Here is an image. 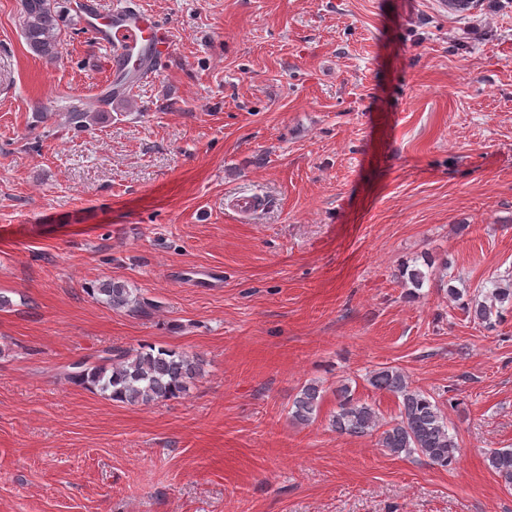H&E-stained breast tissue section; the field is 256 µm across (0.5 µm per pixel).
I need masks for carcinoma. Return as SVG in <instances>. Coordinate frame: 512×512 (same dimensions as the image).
I'll return each instance as SVG.
<instances>
[{
    "mask_svg": "<svg viewBox=\"0 0 512 512\" xmlns=\"http://www.w3.org/2000/svg\"><path fill=\"white\" fill-rule=\"evenodd\" d=\"M60 15L57 0H26L21 11L20 25L29 49L47 59L57 57L61 50ZM69 124L81 128L89 118L82 101L63 107ZM92 293L114 309L129 307L137 302L134 289L124 283L104 281ZM512 303V277L494 288L483 300L469 299L462 310L478 324H492L501 317L500 306ZM203 373L202 362L186 354L165 349L113 348L97 363L82 360L69 364L67 380L81 388L93 389L117 402L156 404L179 397ZM369 384L376 390L393 394L400 402L397 418L382 422L375 409L360 403L349 387L336 390V411L331 415V427L340 434L363 436L379 433L380 446L393 455L419 454L431 463L448 468L456 463L458 444L449 433L447 418L430 394L412 388L406 374L397 367H381L371 372ZM323 399L322 387L316 383L304 385L293 398L289 414L297 423L309 425L315 421ZM488 467L508 486L512 485V448L490 451Z\"/></svg>",
    "mask_w": 512,
    "mask_h": 512,
    "instance_id": "obj_1",
    "label": "carcinoma"
}]
</instances>
